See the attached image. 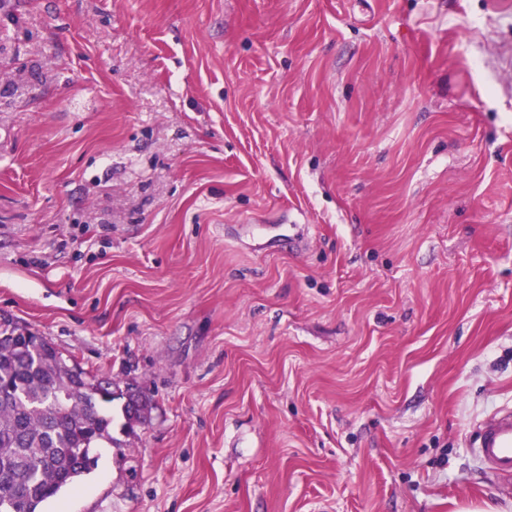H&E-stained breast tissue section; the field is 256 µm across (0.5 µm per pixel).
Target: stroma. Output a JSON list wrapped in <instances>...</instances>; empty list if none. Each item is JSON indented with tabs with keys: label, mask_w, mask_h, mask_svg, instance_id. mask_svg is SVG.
<instances>
[{
	"label": "stroma",
	"mask_w": 512,
	"mask_h": 512,
	"mask_svg": "<svg viewBox=\"0 0 512 512\" xmlns=\"http://www.w3.org/2000/svg\"><path fill=\"white\" fill-rule=\"evenodd\" d=\"M156 403L40 512H512V0H0V320ZM481 462L496 476L512 482V413L483 423L476 448Z\"/></svg>",
	"instance_id": "obj_1"
}]
</instances>
